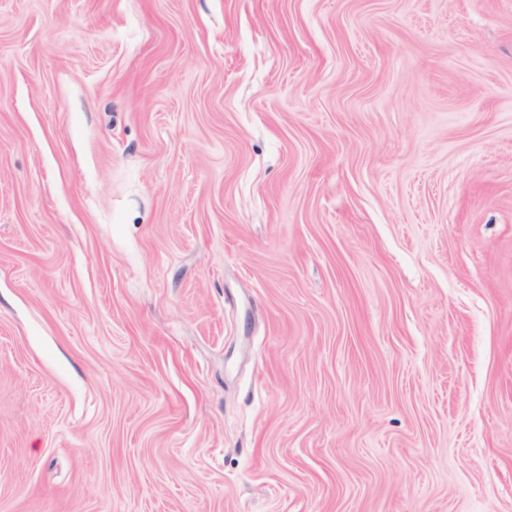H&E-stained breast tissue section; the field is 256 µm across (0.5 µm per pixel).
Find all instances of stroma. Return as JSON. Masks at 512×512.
I'll use <instances>...</instances> for the list:
<instances>
[{"mask_svg":"<svg viewBox=\"0 0 512 512\" xmlns=\"http://www.w3.org/2000/svg\"><path fill=\"white\" fill-rule=\"evenodd\" d=\"M0 512H512V0H0Z\"/></svg>","mask_w":512,"mask_h":512,"instance_id":"stroma-1","label":"stroma"}]
</instances>
